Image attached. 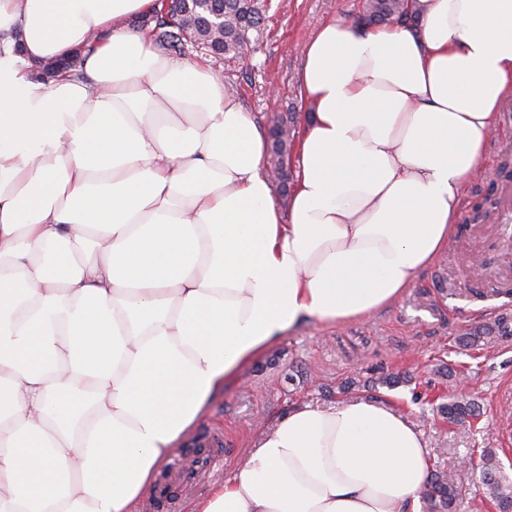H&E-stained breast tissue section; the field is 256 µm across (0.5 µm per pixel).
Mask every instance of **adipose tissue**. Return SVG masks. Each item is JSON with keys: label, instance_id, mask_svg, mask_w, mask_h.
Masks as SVG:
<instances>
[{"label": "adipose tissue", "instance_id": "adipose-tissue-1", "mask_svg": "<svg viewBox=\"0 0 512 512\" xmlns=\"http://www.w3.org/2000/svg\"><path fill=\"white\" fill-rule=\"evenodd\" d=\"M424 2L317 25L283 214L252 112L133 27L155 0H0V512H139L245 365L447 248L512 98V0ZM76 51L81 77L33 75ZM429 477L393 407L306 405L187 512H420Z\"/></svg>", "mask_w": 512, "mask_h": 512}]
</instances>
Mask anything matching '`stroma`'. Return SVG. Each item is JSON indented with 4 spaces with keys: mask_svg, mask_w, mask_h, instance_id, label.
I'll return each mask as SVG.
<instances>
[{
    "mask_svg": "<svg viewBox=\"0 0 512 512\" xmlns=\"http://www.w3.org/2000/svg\"><path fill=\"white\" fill-rule=\"evenodd\" d=\"M360 5L361 0H264L266 26L249 62L227 58L217 66L259 126L273 112L294 113L300 124L307 120L297 81L315 24L333 16L355 18ZM511 213L512 111L503 109L447 249L383 310L345 324L308 322L246 365L190 436L204 446L222 438V472L182 481L185 458L178 451L161 470L179 501L201 497L231 478L252 441L288 410L357 397L392 403L408 416L423 434L431 469L452 457L471 460L474 449L490 447L512 477V337L475 348L458 341L469 329L512 315V250L505 242ZM473 255L481 259L475 271L466 265ZM443 367L454 371V379L440 375ZM391 372L405 374L407 383L379 385ZM353 378L361 389H346ZM460 391L481 412L466 429L448 425L438 411L442 395Z\"/></svg>",
    "mask_w": 512,
    "mask_h": 512,
    "instance_id": "stroma-1",
    "label": "stroma"
}]
</instances>
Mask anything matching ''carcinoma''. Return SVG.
<instances>
[{
    "label": "carcinoma",
    "mask_w": 512,
    "mask_h": 512,
    "mask_svg": "<svg viewBox=\"0 0 512 512\" xmlns=\"http://www.w3.org/2000/svg\"><path fill=\"white\" fill-rule=\"evenodd\" d=\"M419 0H362L358 21L373 25L416 24L420 19ZM265 23V11L260 0H181L177 11L155 9L141 26L149 28L154 43L168 54L204 55L216 61L239 57L245 45L256 42L253 34L260 33ZM295 116L280 114L268 121L270 165L279 174L277 189L281 197L289 194L290 173L287 161L294 150L290 124ZM512 335L508 319L501 317L496 325L461 337L463 345L485 346ZM443 417L462 426L480 416V407L467 395H455L439 407ZM479 477L487 495L496 505L512 504V479L500 466L497 452L484 448L478 463ZM463 486L450 471L433 474L425 492L427 512H456Z\"/></svg>",
    "instance_id": "1"
}]
</instances>
